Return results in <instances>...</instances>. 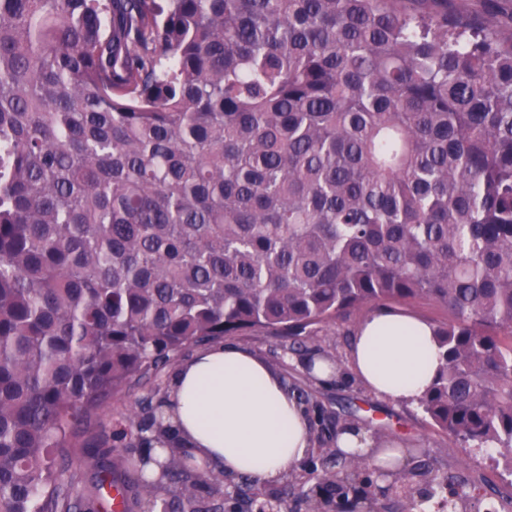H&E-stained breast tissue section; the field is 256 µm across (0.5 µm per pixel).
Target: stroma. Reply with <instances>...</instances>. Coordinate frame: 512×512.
<instances>
[{"mask_svg":"<svg viewBox=\"0 0 512 512\" xmlns=\"http://www.w3.org/2000/svg\"><path fill=\"white\" fill-rule=\"evenodd\" d=\"M370 313L369 308L355 311L349 319L318 326L309 337L308 352H291L283 340L262 332H248L233 337L232 342L270 361L288 377L289 384L311 386L316 400L329 412L354 414L355 420L372 430L378 437H398L406 449L419 451L436 460L444 468L458 473L468 486L477 488L478 500L469 502L470 512H502V497L512 493L500 470L481 457L462 448L453 438L435 430L426 421L417 404H392L374 397L356 379L323 382L311 377L306 369L308 356H331L348 364L351 341L356 326ZM169 371H161L152 381L133 385L115 395L93 418L88 442L93 447L112 451V473L122 478L138 461L133 436L124 435L133 411L139 410L143 398L155 391H166Z\"/></svg>","mask_w":512,"mask_h":512,"instance_id":"stroma-1","label":"stroma"}]
</instances>
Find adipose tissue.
I'll use <instances>...</instances> for the list:
<instances>
[{
  "label": "adipose tissue",
  "mask_w": 512,
  "mask_h": 512,
  "mask_svg": "<svg viewBox=\"0 0 512 512\" xmlns=\"http://www.w3.org/2000/svg\"><path fill=\"white\" fill-rule=\"evenodd\" d=\"M438 365V342L426 320L376 311L355 329L349 369L377 398L418 401ZM171 388L166 423L225 480L245 473L274 483L307 458L311 420L282 376L255 353L232 344L203 350L175 368ZM338 444L381 472L405 463L359 428L342 432Z\"/></svg>",
  "instance_id": "1"
}]
</instances>
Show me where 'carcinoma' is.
<instances>
[{"mask_svg":"<svg viewBox=\"0 0 512 512\" xmlns=\"http://www.w3.org/2000/svg\"><path fill=\"white\" fill-rule=\"evenodd\" d=\"M427 300L426 420L512 472V39L448 0H0V512L73 495L93 415L179 353ZM306 410L334 421L296 390ZM148 399L124 504L286 512ZM305 512H387L313 449ZM396 512L474 496L418 457ZM172 495L159 500L163 487Z\"/></svg>","mask_w":512,"mask_h":512,"instance_id":"cac0c4a2","label":"carcinoma"}]
</instances>
